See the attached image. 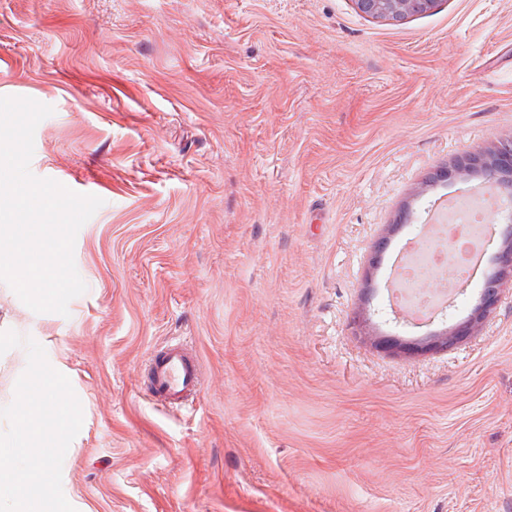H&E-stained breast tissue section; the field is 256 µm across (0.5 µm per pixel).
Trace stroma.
I'll list each match as a JSON object with an SVG mask.
<instances>
[{
    "label": "stroma",
    "instance_id": "35a3bbf8",
    "mask_svg": "<svg viewBox=\"0 0 512 512\" xmlns=\"http://www.w3.org/2000/svg\"><path fill=\"white\" fill-rule=\"evenodd\" d=\"M0 97L53 109L32 174L103 201L67 315L0 282L82 405L76 512H512V292L447 351L383 346L465 320L493 270L424 326L388 302L425 208L480 182L436 173L512 137V0H0ZM170 342L202 363L175 414ZM355 9L371 19L400 22L418 10L431 11L441 0H353ZM149 379L154 396L167 407L178 410L188 396L200 391L199 358L181 345H169L152 358Z\"/></svg>",
    "mask_w": 512,
    "mask_h": 512
}]
</instances>
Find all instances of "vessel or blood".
Here are the masks:
<instances>
[{"label":"vessel or blood","instance_id":"b4317fda","mask_svg":"<svg viewBox=\"0 0 512 512\" xmlns=\"http://www.w3.org/2000/svg\"><path fill=\"white\" fill-rule=\"evenodd\" d=\"M149 379L155 397L169 408L180 409L201 388L200 361L181 345L167 346L152 358Z\"/></svg>","mask_w":512,"mask_h":512}]
</instances>
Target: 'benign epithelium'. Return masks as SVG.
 I'll use <instances>...</instances> for the list:
<instances>
[{"mask_svg":"<svg viewBox=\"0 0 512 512\" xmlns=\"http://www.w3.org/2000/svg\"><path fill=\"white\" fill-rule=\"evenodd\" d=\"M353 2L355 9L366 17L385 22H400L412 17V14L418 10L435 9L441 0H353ZM472 172L479 173L482 184L492 187L496 198L511 205L512 138L502 139L481 153L464 156L454 167L440 172V176L464 179ZM495 240L500 241L496 252L497 268L490 282L484 285L474 318L429 337V340L416 344V348L425 351L445 350L477 334L483 322L496 311L502 299L503 285L512 282L511 209L507 210L501 230L497 231L492 226L485 228L481 243L489 246Z\"/></svg>","mask_w":512,"mask_h":512,"instance_id":"benign-epithelium-1","label":"benign epithelium"}]
</instances>
